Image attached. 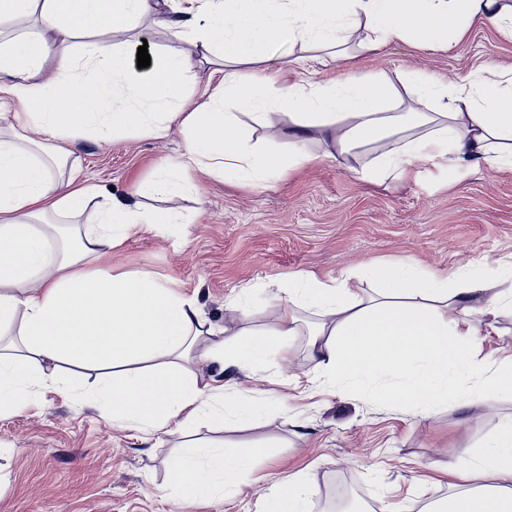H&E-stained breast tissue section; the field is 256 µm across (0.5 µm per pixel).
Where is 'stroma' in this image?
<instances>
[{
	"label": "stroma",
	"instance_id": "stroma-1",
	"mask_svg": "<svg viewBox=\"0 0 512 512\" xmlns=\"http://www.w3.org/2000/svg\"><path fill=\"white\" fill-rule=\"evenodd\" d=\"M349 45L355 59L327 64L302 43H279L241 71L330 87L358 73L391 76L407 68L446 82L464 81L488 62L512 70V39L488 24L473 26L448 51L394 42L364 52L354 36ZM183 138L176 124L162 139H88L72 145L68 161L101 191L127 198L158 165L179 162ZM312 150L318 161L262 187L196 171V191L144 197V209L171 211L179 223L134 228L89 267L152 273L197 297L205 317L234 333L273 325L277 287L299 273L329 280L360 273L373 260L413 259L427 272L472 263L493 276L512 264V169L460 166L432 150L405 177L380 184L358 173L372 150L351 153L344 165L324 157L321 145ZM243 291L246 316L234 308ZM475 355L488 364L512 356V314L494 318ZM225 391L229 403L255 396L263 407L244 426L217 427L203 416L192 429L206 443L259 449L237 494H174L168 463L181 449L180 433L114 427L64 387L47 385L0 418V512H266L295 479L309 512H329L337 489L350 487L363 512L390 503L419 512L435 499L491 484L490 476L449 465L512 416V390L428 415L372 402L320 378L301 337L289 362L269 351L259 370L227 378Z\"/></svg>",
	"mask_w": 512,
	"mask_h": 512
}]
</instances>
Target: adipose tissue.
Wrapping results in <instances>:
<instances>
[{
	"label": "adipose tissue",
	"instance_id": "obj_1",
	"mask_svg": "<svg viewBox=\"0 0 512 512\" xmlns=\"http://www.w3.org/2000/svg\"><path fill=\"white\" fill-rule=\"evenodd\" d=\"M144 17L210 53L225 90L252 110L254 123L270 124L267 105L286 111L292 152L250 150L248 128L224 111L219 93L187 109L193 62L180 50L152 56L148 70L128 82L129 46L111 36ZM477 21L512 38V0H201L181 17L171 0H0V32L31 25L0 41V120H11L14 130L0 135V417L24 407L41 386L60 383L66 364L102 372L89 399L115 427L181 431L207 400L215 424H246L259 401L227 410L225 377L261 365L275 344L289 356L296 336L306 337L324 380L423 414L512 388V357L489 366L473 354L484 318L512 310V268L488 278L477 268L426 274L410 262L379 263L369 292L350 274L332 282L301 275L285 287L275 326L227 341L198 299L152 274L85 267L134 227L176 223L139 200L159 189L192 190L186 174L197 167L259 186L309 162L305 146L316 140L338 161L353 145L380 143L361 171L377 181L402 177L431 147L457 164L512 168V72L494 65L462 84L401 70L327 88L239 71L277 42L300 41L349 60L345 44L355 30L367 51L393 41L448 50ZM53 45L58 75L47 79ZM176 122L187 132L182 160L140 184L138 201L104 197L73 172L56 175L79 140L126 131L160 139ZM88 212L94 222L82 223ZM305 311L315 318L308 327ZM195 361L215 365L207 383L192 370ZM197 446L185 441L168 468L170 485L193 495L236 493L257 461L255 452L218 448L203 463ZM459 459L498 485L456 493L439 512H512V420Z\"/></svg>",
	"mask_w": 512,
	"mask_h": 512
}]
</instances>
